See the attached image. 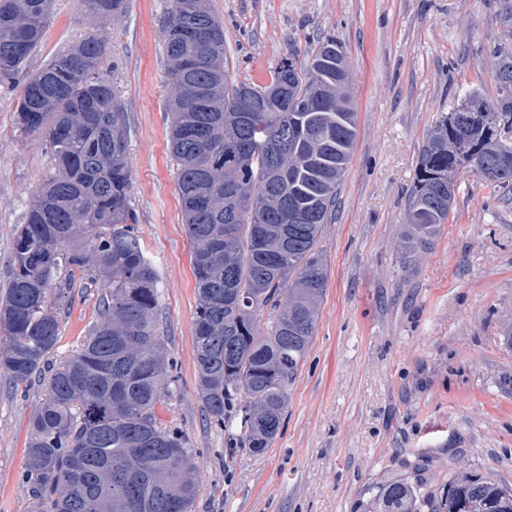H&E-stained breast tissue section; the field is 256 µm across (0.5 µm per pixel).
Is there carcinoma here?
Returning a JSON list of instances; mask_svg holds the SVG:
<instances>
[{
    "label": "carcinoma",
    "instance_id": "carcinoma-1",
    "mask_svg": "<svg viewBox=\"0 0 512 512\" xmlns=\"http://www.w3.org/2000/svg\"><path fill=\"white\" fill-rule=\"evenodd\" d=\"M81 2L97 19L127 11V0ZM53 6L0 0V79L24 75L15 125L43 141L52 166L15 229L0 296V368L16 386L47 381L29 418L21 481L33 512H192L195 449L158 412L174 361L131 206L127 113L100 71L97 38L30 68ZM158 26L172 83L168 147L197 288V395L209 422L258 454L280 430L316 335L329 279L319 242L352 158L357 112L336 58L318 62L334 37L283 59L263 85L233 84L210 0H172ZM493 55L496 99L464 93L486 111L464 123L454 107L419 150L399 237L405 266L447 223L469 150L487 163L474 174L512 190V142L487 135L504 121L512 128V53L496 46ZM244 95L251 111L237 112ZM83 279L101 287L97 318L76 353L54 365L57 301ZM370 512H512V487L458 470L432 490L415 472L382 484Z\"/></svg>",
    "mask_w": 512,
    "mask_h": 512
}]
</instances>
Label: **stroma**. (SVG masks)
Returning <instances> with one entry per match:
<instances>
[{
	"instance_id": "35a3bbf8",
	"label": "stroma",
	"mask_w": 512,
	"mask_h": 512,
	"mask_svg": "<svg viewBox=\"0 0 512 512\" xmlns=\"http://www.w3.org/2000/svg\"><path fill=\"white\" fill-rule=\"evenodd\" d=\"M172 0H128L117 21L55 0L35 65L67 44L105 43L102 69L128 115L132 205L159 281L176 363L162 416L189 438L193 512H364L389 478L422 466L431 484L465 468L512 487V191L469 170L447 224L419 262L396 242L419 150L435 122L475 88L496 93V58L512 51L500 21L512 0H211L224 23L230 79L265 84L281 59L321 37L349 63L357 140L320 247L329 280L316 336L290 388L288 413L256 455L206 422L196 393L191 246L182 223L163 107L170 83L157 21ZM21 80L0 82V289L17 224L50 174L37 138L15 128ZM97 288L60 300V362L96 317ZM41 383L0 371V512H28L20 480Z\"/></svg>"
}]
</instances>
